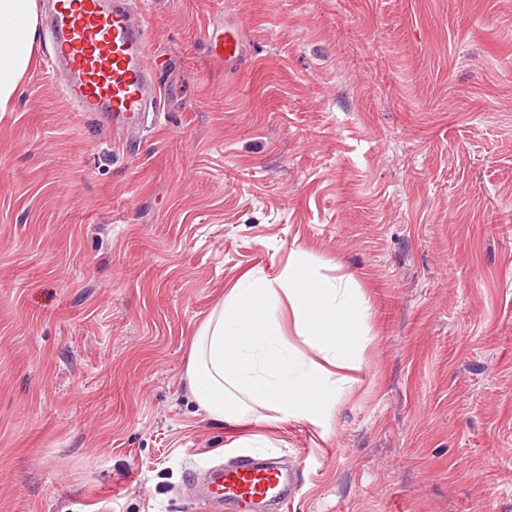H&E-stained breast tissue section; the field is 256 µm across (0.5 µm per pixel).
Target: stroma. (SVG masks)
Returning a JSON list of instances; mask_svg holds the SVG:
<instances>
[{
    "label": "stroma",
    "instance_id": "obj_1",
    "mask_svg": "<svg viewBox=\"0 0 512 512\" xmlns=\"http://www.w3.org/2000/svg\"><path fill=\"white\" fill-rule=\"evenodd\" d=\"M135 3L150 133L73 112L41 36L0 112V512H207L245 451L288 512H512V0ZM297 247L367 300L359 367L323 426L213 424L191 338ZM223 41L216 42L213 54L224 61H238L243 57L244 29L238 24H225Z\"/></svg>",
    "mask_w": 512,
    "mask_h": 512
}]
</instances>
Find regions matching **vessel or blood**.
Masks as SVG:
<instances>
[{
  "label": "vessel or blood",
  "mask_w": 512,
  "mask_h": 512,
  "mask_svg": "<svg viewBox=\"0 0 512 512\" xmlns=\"http://www.w3.org/2000/svg\"><path fill=\"white\" fill-rule=\"evenodd\" d=\"M44 28L48 64L74 110L93 114L117 136L141 133L159 101L160 82L132 0H48ZM243 40L241 25H225L215 56L241 60ZM203 490V506L225 504L239 512H250L256 501L267 499L286 512L291 497L277 464L249 455L215 469Z\"/></svg>",
  "instance_id": "vessel-or-blood-1"
}]
</instances>
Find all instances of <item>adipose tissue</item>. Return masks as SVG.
<instances>
[{
    "label": "adipose tissue",
    "instance_id": "obj_1",
    "mask_svg": "<svg viewBox=\"0 0 512 512\" xmlns=\"http://www.w3.org/2000/svg\"><path fill=\"white\" fill-rule=\"evenodd\" d=\"M36 28V0H0V112L30 65ZM283 308L301 345L284 331ZM366 316L352 277L320 276L306 252L292 250L276 279L242 277L199 326L186 367L191 397L217 423H239L255 404L274 423L319 424L356 366Z\"/></svg>",
    "mask_w": 512,
    "mask_h": 512
}]
</instances>
